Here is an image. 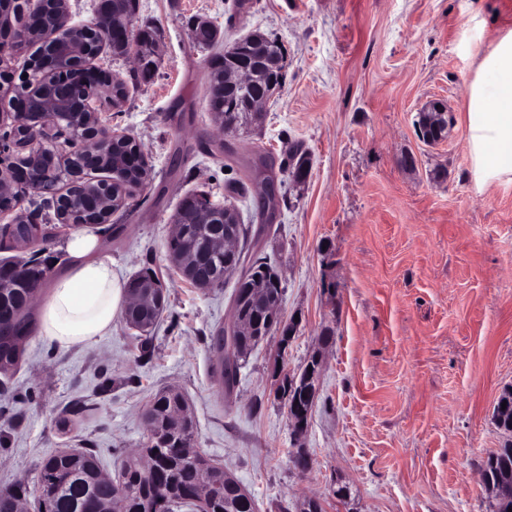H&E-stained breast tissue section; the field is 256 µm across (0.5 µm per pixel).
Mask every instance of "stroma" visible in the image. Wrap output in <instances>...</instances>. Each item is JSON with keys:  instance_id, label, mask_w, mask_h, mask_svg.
Masks as SVG:
<instances>
[{"instance_id": "35a3bbf8", "label": "stroma", "mask_w": 512, "mask_h": 512, "mask_svg": "<svg viewBox=\"0 0 512 512\" xmlns=\"http://www.w3.org/2000/svg\"><path fill=\"white\" fill-rule=\"evenodd\" d=\"M138 0L134 22L159 30L161 64L143 79L104 49L98 66L126 84L107 128L134 136L152 165L101 233L121 280L154 269L168 307L140 358L123 317L90 346L39 335L0 373V489L34 486L43 458L90 448L108 472L141 447V412L176 385L197 420L195 446L252 494L256 512L306 497L325 512H490L480 465L501 438L492 414L512 384V181L477 189L465 141L477 59L512 30V0ZM207 18L232 40L260 31L284 49V83L257 134L225 135L208 106ZM444 99L445 140L415 132L421 108ZM311 156L304 185L259 214L262 157L286 140ZM413 155L414 170L398 161ZM251 231L245 259L282 277V314L298 318L284 366L323 352L319 399L302 439L308 470L289 456L287 409L273 400L278 335L224 391L210 337L227 327L237 283L199 290L171 268L170 218L194 190L223 201L228 179ZM331 340L318 346L323 330ZM346 482L350 504L331 489Z\"/></svg>"}]
</instances>
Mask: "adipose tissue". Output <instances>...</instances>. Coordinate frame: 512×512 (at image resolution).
Segmentation results:
<instances>
[{
	"label": "adipose tissue",
	"instance_id": "ef3b65f1",
	"mask_svg": "<svg viewBox=\"0 0 512 512\" xmlns=\"http://www.w3.org/2000/svg\"><path fill=\"white\" fill-rule=\"evenodd\" d=\"M466 141L476 187L512 180V32L476 63L467 92ZM65 263L47 285L38 330L61 348L92 344L112 328L127 290L97 235L72 232Z\"/></svg>",
	"mask_w": 512,
	"mask_h": 512
}]
</instances>
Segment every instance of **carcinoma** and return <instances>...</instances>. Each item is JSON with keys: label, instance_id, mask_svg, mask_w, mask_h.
<instances>
[{"label": "carcinoma", "instance_id": "carcinoma-1", "mask_svg": "<svg viewBox=\"0 0 512 512\" xmlns=\"http://www.w3.org/2000/svg\"><path fill=\"white\" fill-rule=\"evenodd\" d=\"M114 20L131 24L136 10V0H115ZM153 28L130 29L129 42L112 44V54L128 53V43H148L156 40ZM258 53L261 65L253 84L241 95L265 93L273 96L270 74L279 67L282 50L278 42L261 32H253L243 39L242 45L233 42L224 45V52L207 59L210 85L211 110L225 104L224 70L234 65L242 49ZM448 130V116L435 112H422L417 133L421 139L438 141ZM311 158L303 144L286 142L278 165L279 174L294 176L295 184L306 182ZM88 166L125 179L126 172L137 167V156L114 158L105 151L89 158ZM216 229L206 224H191L185 232H172L167 240V252L173 266L196 288H213L224 284V248L212 244ZM49 267L36 255L0 261V275L9 279L11 286L0 294V310L7 314V322L0 326V371L7 372L23 360L25 342L31 333L29 306L33 287L43 283ZM276 271L268 263L256 259L244 270L237 281L239 291L251 286L255 277L273 279ZM270 291L260 300H247V315L252 321V335L242 337L236 351L224 348V331L212 337L211 349L217 355L220 376L226 389L237 381L238 372L252 351L266 336L281 332L293 336L296 323L283 320L282 291L269 284ZM128 296H135L139 304L125 311L127 323L134 329L146 332L165 310V295L160 280L149 267L141 269L129 281ZM322 369L321 351L315 350L300 373L279 372L276 375L277 399H287L288 410L307 415L319 398V377ZM507 406H501V403ZM144 419L151 432L147 443L127 457L117 476L106 481L94 451L70 449L45 459L41 465L33 490L38 512H99L98 496L110 495L119 489L122 512H177L195 504L203 476L210 478V490L200 512H254V501L236 496L224 489V466L212 463L203 454H191L196 423L190 414L185 395L178 389L159 391L144 412ZM496 429L504 437L500 447L487 453L481 470L484 487L491 499V512H508L512 509V386L503 389L493 412ZM27 499L26 487L17 483L10 491L0 494V512H15L16 504Z\"/></svg>", "mask_w": 512, "mask_h": 512}]
</instances>
